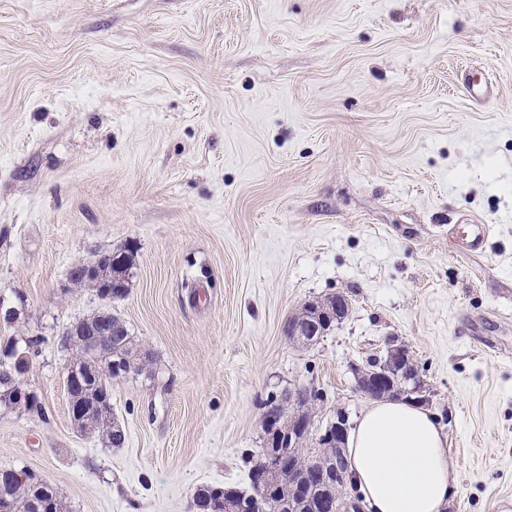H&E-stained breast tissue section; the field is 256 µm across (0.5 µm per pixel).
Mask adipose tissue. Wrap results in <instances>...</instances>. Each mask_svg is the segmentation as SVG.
I'll return each mask as SVG.
<instances>
[{
  "label": "adipose tissue",
  "instance_id": "1",
  "mask_svg": "<svg viewBox=\"0 0 512 512\" xmlns=\"http://www.w3.org/2000/svg\"><path fill=\"white\" fill-rule=\"evenodd\" d=\"M349 479L367 512H444L458 491L448 437L405 400L373 401L348 437Z\"/></svg>",
  "mask_w": 512,
  "mask_h": 512
}]
</instances>
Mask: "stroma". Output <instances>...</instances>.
Listing matches in <instances>:
<instances>
[{
  "instance_id": "stroma-1",
  "label": "stroma",
  "mask_w": 512,
  "mask_h": 512,
  "mask_svg": "<svg viewBox=\"0 0 512 512\" xmlns=\"http://www.w3.org/2000/svg\"><path fill=\"white\" fill-rule=\"evenodd\" d=\"M125 249V297L70 284ZM339 292L347 318L288 340ZM103 307L154 356L112 383L119 448L63 385L62 332ZM27 336L43 411L0 405V469L70 512L248 489L267 402L356 420L352 368L393 342L448 436L447 512H512V0H0V345ZM330 298H336L334 305L329 301L308 302L290 318L285 329L290 341L311 345L331 327L333 321L339 323L348 315L351 303L345 294L339 292Z\"/></svg>"
}]
</instances>
